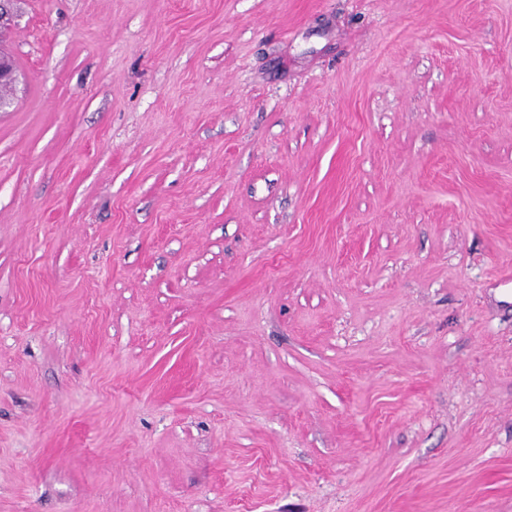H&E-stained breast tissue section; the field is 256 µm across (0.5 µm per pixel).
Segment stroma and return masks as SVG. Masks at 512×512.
Returning a JSON list of instances; mask_svg holds the SVG:
<instances>
[{
    "instance_id": "obj_1",
    "label": "stroma",
    "mask_w": 512,
    "mask_h": 512,
    "mask_svg": "<svg viewBox=\"0 0 512 512\" xmlns=\"http://www.w3.org/2000/svg\"><path fill=\"white\" fill-rule=\"evenodd\" d=\"M0 512H512V0H16Z\"/></svg>"
}]
</instances>
